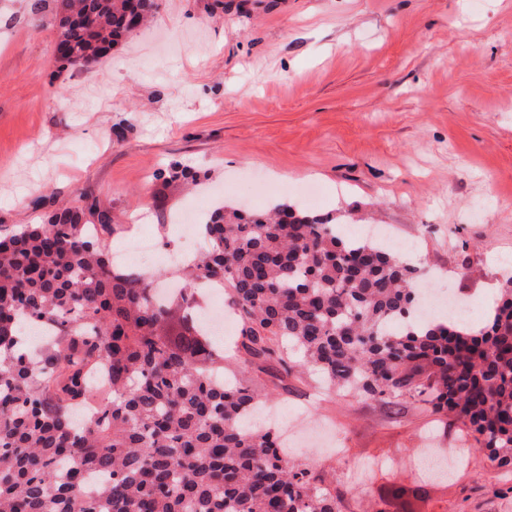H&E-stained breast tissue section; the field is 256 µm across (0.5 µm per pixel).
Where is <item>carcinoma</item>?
I'll list each match as a JSON object with an SVG mask.
<instances>
[{
  "instance_id": "obj_1",
  "label": "carcinoma",
  "mask_w": 512,
  "mask_h": 512,
  "mask_svg": "<svg viewBox=\"0 0 512 512\" xmlns=\"http://www.w3.org/2000/svg\"><path fill=\"white\" fill-rule=\"evenodd\" d=\"M131 0H56L65 61L89 68L132 35ZM158 0H136L142 23ZM185 288L113 267L112 212L88 193L0 233V512H336L311 469L283 456L262 402L224 382V353L189 316L203 280L224 282L241 349L279 356L331 388L461 424L490 462L512 464V280L487 325L421 316V269L336 218L279 205L214 210ZM55 325L41 359L20 322ZM110 369L112 400L84 425L90 363ZM98 476L86 487V476Z\"/></svg>"
}]
</instances>
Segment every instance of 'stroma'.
Wrapping results in <instances>:
<instances>
[{
  "label": "stroma",
  "instance_id": "35a3bbf8",
  "mask_svg": "<svg viewBox=\"0 0 512 512\" xmlns=\"http://www.w3.org/2000/svg\"><path fill=\"white\" fill-rule=\"evenodd\" d=\"M55 45L52 11L0 0V229L84 189L112 210L109 248L152 231L164 272L185 209L287 203L415 244L429 284L475 317L512 278L495 259L512 254V0H159L90 69ZM173 160L199 186L160 178ZM224 375L318 423L289 430L288 454L340 512H380L400 486L413 512H512V469L446 418L272 361L228 358Z\"/></svg>",
  "mask_w": 512,
  "mask_h": 512
}]
</instances>
